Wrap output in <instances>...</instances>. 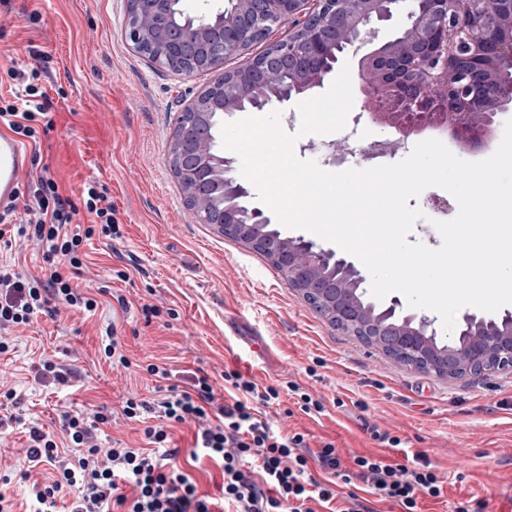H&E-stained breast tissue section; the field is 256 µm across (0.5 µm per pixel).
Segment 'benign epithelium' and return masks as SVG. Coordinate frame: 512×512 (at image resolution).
Returning <instances> with one entry per match:
<instances>
[{
  "instance_id": "obj_1",
  "label": "benign epithelium",
  "mask_w": 512,
  "mask_h": 512,
  "mask_svg": "<svg viewBox=\"0 0 512 512\" xmlns=\"http://www.w3.org/2000/svg\"><path fill=\"white\" fill-rule=\"evenodd\" d=\"M485 13L478 0H227L190 15L182 0H127L125 30L133 50L154 65L183 76L213 75L184 108L170 168L188 209L202 224L274 250L288 270L289 286L319 296L336 326L354 336H387V347L422 372L448 361V375L477 366L512 371V316L465 313L450 337L435 320L393 297L385 306L363 302L366 275L349 258L300 237L267 231L270 215L248 210L250 197L236 176L235 160L214 147L200 128L217 113L263 110L304 97L334 69L336 49L367 44L371 27L402 19L395 36L360 58L364 110L389 98L383 113L405 140L422 133L419 115L435 107L457 114L452 139L462 150L489 145L497 112L512 104V0H496ZM288 34L275 36L283 27ZM257 43L266 48L246 65L224 70V59Z\"/></svg>"
}]
</instances>
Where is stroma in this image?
Listing matches in <instances>:
<instances>
[{"mask_svg":"<svg viewBox=\"0 0 512 512\" xmlns=\"http://www.w3.org/2000/svg\"><path fill=\"white\" fill-rule=\"evenodd\" d=\"M125 10L126 0H0V94L10 90L9 68L38 65L51 99L54 126L39 136L41 163L31 175L47 172L75 200L84 182H98L124 231L118 242L95 238L84 248L79 284L100 291L94 313L62 306L12 329L0 381L22 392L24 421L0 437L8 450L0 466L23 460L30 427L60 433L62 412L92 406L111 414L100 447L141 446L142 424L120 406L154 398L142 367L160 361L214 375L236 369L265 386L298 384L325 412L307 415L285 395L268 408L270 419L282 433H306L311 448L334 443L345 464L378 452L372 429L399 436L403 447L389 457L407 464L422 454L449 480L442 500L424 499L423 512H453L470 496L485 500L486 512H512V371L448 378L405 367L317 314L262 255L198 223L169 149L179 114L210 76H180L137 54L124 35ZM34 46L43 63L31 57ZM299 128L283 126L299 136L295 155L333 173L371 167L374 147H384L388 164L414 147L366 118L350 131L302 136ZM123 269L124 282L115 276ZM143 303L165 312L144 322ZM110 325L130 369H112L98 353ZM46 358L71 369L67 384L36 378L33 366Z\"/></svg>","mask_w":512,"mask_h":512,"instance_id":"1","label":"stroma"}]
</instances>
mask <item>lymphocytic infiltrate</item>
I'll return each instance as SVG.
<instances>
[{"mask_svg": "<svg viewBox=\"0 0 512 512\" xmlns=\"http://www.w3.org/2000/svg\"><path fill=\"white\" fill-rule=\"evenodd\" d=\"M8 76L15 90L11 99L0 97V124L18 137L37 140L38 126L50 110L46 93L36 85L38 71L13 67ZM28 193L22 223H13V210L0 211V238L10 233L36 243L49 274L26 279L0 263V292L5 295L0 330L29 324L60 304L95 311L96 298L77 283L85 268L83 246L97 235L113 241L123 236L111 201L97 186H84L77 204L60 192L54 179L41 175ZM82 211L90 215V223H77ZM145 372L164 382L158 399L127 398L121 412L143 423L147 447L101 449L97 432L109 418L99 411L62 413V428L73 447L69 454L60 451L49 433L30 428L28 468L20 477L31 482L32 512H55L57 498L65 493L72 496L69 512H213L211 499L198 494L190 473L173 463L178 451L170 446L169 430L189 420L197 425L190 456L221 467L220 492L233 512H365L360 496L349 490L356 480L379 501L398 505L399 512H420V496L444 494L442 480L423 456L408 465L388 463L380 455L357 456L347 468L334 444L323 443L314 451L304 434H281L262 413L279 401L281 391L294 396L304 413L325 410L322 400L296 383L264 387L235 370L215 377L199 368L177 385L167 364H147ZM219 380L225 391L221 398L215 394ZM43 464L52 466L53 478L31 481V469ZM315 465L321 476L312 474ZM127 486L132 494H124Z\"/></svg>", "mask_w": 512, "mask_h": 512, "instance_id": "f902f5d3", "label": "lymphocytic infiltrate"}]
</instances>
